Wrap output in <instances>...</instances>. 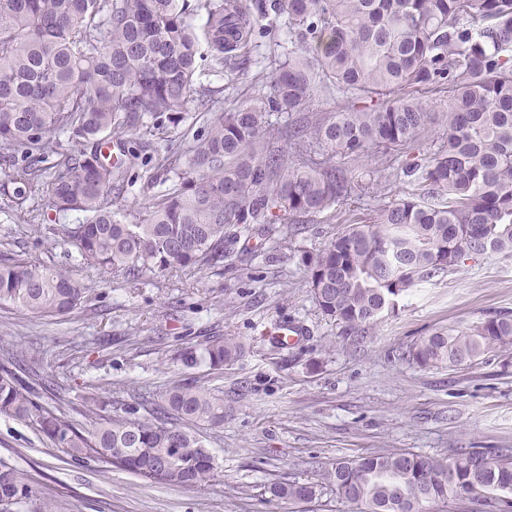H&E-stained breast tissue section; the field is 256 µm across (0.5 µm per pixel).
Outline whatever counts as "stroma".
I'll return each mask as SVG.
<instances>
[{
    "instance_id": "obj_1",
    "label": "stroma",
    "mask_w": 512,
    "mask_h": 512,
    "mask_svg": "<svg viewBox=\"0 0 512 512\" xmlns=\"http://www.w3.org/2000/svg\"><path fill=\"white\" fill-rule=\"evenodd\" d=\"M255 25L239 68L199 61L197 83L212 90L211 103L190 102L177 128L140 136V157L112 200L114 211L148 207L164 189L152 180L158 159L170 147L186 154L214 111L259 102L291 35L286 16L272 10ZM271 28L277 40L269 39ZM445 136L437 123L419 152L399 154L390 168L364 162L363 202L379 208L411 192L401 169ZM9 182L0 164V252L70 268L93 287L86 307L61 317L0 307V350L17 347L27 373L52 379L62 411L75 416L89 393L116 409L134 406L185 379L224 393L223 427L199 430L218 472L202 489L150 483L93 459L72 462L32 426L0 418V459L31 486L50 480L54 512H294L271 502L266 486L278 476L318 483L315 460L383 449L448 458L458 448H512V365L491 356L468 368L429 370L399 357L401 347L436 328L512 311V253L467 259L443 279L416 286L356 349L316 307L302 263L304 253L323 249L354 222L352 205L275 225L264 237L239 236L223 268L148 272L129 281L80 265L51 232L54 211L35 192L17 206L2 190ZM31 209L45 226L38 241L24 231ZM284 322L302 326L298 343L272 341ZM216 336L236 337L243 355L220 368L201 360Z\"/></svg>"
}]
</instances>
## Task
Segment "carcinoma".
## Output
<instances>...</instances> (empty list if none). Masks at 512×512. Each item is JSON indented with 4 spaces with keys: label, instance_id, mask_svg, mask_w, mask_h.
<instances>
[{
    "label": "carcinoma",
    "instance_id": "cac0c4a2",
    "mask_svg": "<svg viewBox=\"0 0 512 512\" xmlns=\"http://www.w3.org/2000/svg\"><path fill=\"white\" fill-rule=\"evenodd\" d=\"M295 36L278 59L266 102L215 114L188 153V171L129 217L112 211V192L138 160L120 131L168 123L206 91L196 88L200 40L218 66L245 48L254 30L245 0H0V160L12 167L16 195L36 188L48 207L78 224L57 235L81 264L114 276L214 268L243 232L316 215L348 201L351 172L328 156L385 160L412 150L434 113L416 93L448 94L446 144L406 165L420 192L349 225L304 255L318 310L359 346L398 298L457 269L477 249L512 252V0H274ZM205 12L203 35L189 22ZM346 94L339 112H317L279 126L275 113L305 112L316 85ZM66 133L73 150L42 166ZM91 286L56 266L0 253V305L62 316L89 300ZM495 353L512 356V312L441 327L406 345L403 358L426 369L458 368ZM219 367L244 354L232 336L205 348ZM18 353H0V418L26 423L75 461L88 456L153 483L202 488L217 475L195 428L224 424V395L177 384L146 415L111 414L96 395L83 429L45 398L61 400L47 378H26ZM322 483L356 512H398L402 502L465 504L497 499L512 512V448H459L449 461L381 451L324 466ZM318 485L279 477L270 500L301 504ZM32 490L0 461V512H23Z\"/></svg>",
    "mask_w": 512,
    "mask_h": 512
}]
</instances>
